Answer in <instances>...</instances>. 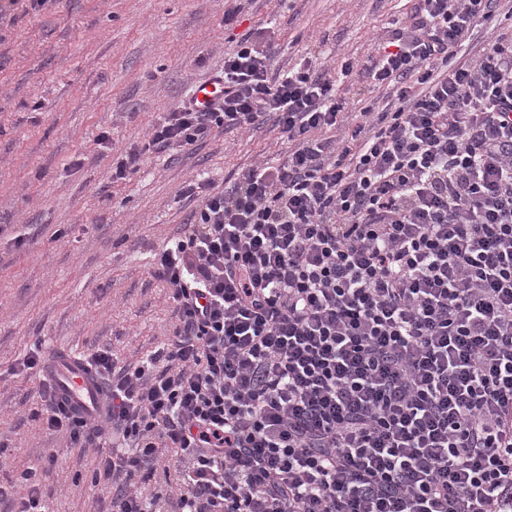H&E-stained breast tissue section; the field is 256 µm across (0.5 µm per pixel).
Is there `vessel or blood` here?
<instances>
[{"instance_id": "vessel-or-blood-1", "label": "vessel or blood", "mask_w": 512, "mask_h": 512, "mask_svg": "<svg viewBox=\"0 0 512 512\" xmlns=\"http://www.w3.org/2000/svg\"><path fill=\"white\" fill-rule=\"evenodd\" d=\"M47 378L54 392L78 417L91 421L105 411V387L77 351L58 350L49 358Z\"/></svg>"}]
</instances>
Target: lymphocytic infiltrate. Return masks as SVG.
Here are the masks:
<instances>
[{
	"instance_id": "1",
	"label": "lymphocytic infiltrate",
	"mask_w": 512,
	"mask_h": 512,
	"mask_svg": "<svg viewBox=\"0 0 512 512\" xmlns=\"http://www.w3.org/2000/svg\"><path fill=\"white\" fill-rule=\"evenodd\" d=\"M500 2L419 0L355 125L316 62L272 71L249 32L220 100L152 125L185 151L270 119L295 148L186 185L201 204L153 272L174 337L90 356L111 437L43 384L49 429L111 442L112 512H512V34L462 56ZM167 454L178 494L144 496Z\"/></svg>"
}]
</instances>
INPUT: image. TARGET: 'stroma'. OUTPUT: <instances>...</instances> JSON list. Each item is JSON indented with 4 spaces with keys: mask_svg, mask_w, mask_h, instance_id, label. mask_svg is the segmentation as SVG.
Segmentation results:
<instances>
[{
    "mask_svg": "<svg viewBox=\"0 0 512 512\" xmlns=\"http://www.w3.org/2000/svg\"><path fill=\"white\" fill-rule=\"evenodd\" d=\"M416 5L53 0L0 19V484L30 469L49 512H111L97 454L48 429L40 376L24 358L52 348L107 350L122 364L149 355L176 325L171 289L151 263L197 208L186 183L225 187L256 159L281 161L294 148L264 124L160 153L147 132L162 113L220 71L249 30L272 43L273 69L322 55L345 117L385 105L363 72L388 23H410ZM104 131L111 146L101 150ZM133 146L137 171L113 181V160ZM48 452L55 464H37Z\"/></svg>",
    "mask_w": 512,
    "mask_h": 512,
    "instance_id": "obj_1",
    "label": "stroma"
}]
</instances>
